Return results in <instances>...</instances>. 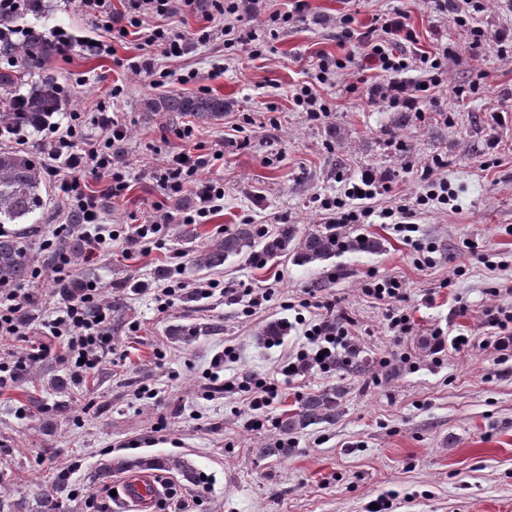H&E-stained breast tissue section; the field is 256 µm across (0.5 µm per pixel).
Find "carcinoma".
<instances>
[{"label": "carcinoma", "instance_id": "cac0c4a2", "mask_svg": "<svg viewBox=\"0 0 512 512\" xmlns=\"http://www.w3.org/2000/svg\"><path fill=\"white\" fill-rule=\"evenodd\" d=\"M40 0H26L24 12L0 14V136L43 126L47 119L68 105L64 87L56 75L43 70L45 63L61 51L50 29L24 22ZM38 79L29 81L33 71ZM26 93H19L22 86ZM227 103L215 94L185 95L170 92L148 97L145 112H174L203 123L221 119ZM47 187L41 164L33 153L0 150V224H35V216L46 205ZM293 256L300 265L321 264L336 256V228L327 224L298 234L293 224H281L274 233L261 235L252 224H238L222 237L209 241L191 257L198 270H216L230 258L253 255ZM30 257L27 241L20 234L0 235V284L26 280ZM347 387L329 386L306 396L298 407L283 414L277 427L284 435L300 433L311 426L332 424L340 416Z\"/></svg>", "mask_w": 512, "mask_h": 512}]
</instances>
